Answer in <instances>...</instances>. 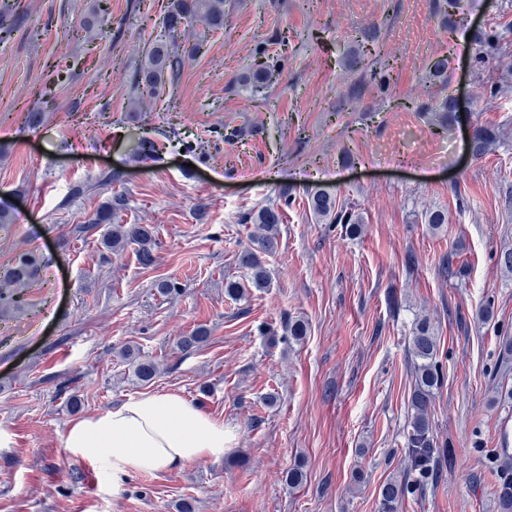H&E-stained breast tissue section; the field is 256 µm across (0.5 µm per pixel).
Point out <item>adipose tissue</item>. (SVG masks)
Listing matches in <instances>:
<instances>
[{"instance_id": "1", "label": "adipose tissue", "mask_w": 512, "mask_h": 512, "mask_svg": "<svg viewBox=\"0 0 512 512\" xmlns=\"http://www.w3.org/2000/svg\"><path fill=\"white\" fill-rule=\"evenodd\" d=\"M234 433L171 392L132 396L102 413L72 420L64 447L70 455L107 463L113 481L157 474L203 458H220Z\"/></svg>"}]
</instances>
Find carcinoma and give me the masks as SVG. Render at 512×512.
Segmentation results:
<instances>
[{
  "label": "carcinoma",
  "instance_id": "carcinoma-1",
  "mask_svg": "<svg viewBox=\"0 0 512 512\" xmlns=\"http://www.w3.org/2000/svg\"><path fill=\"white\" fill-rule=\"evenodd\" d=\"M112 15L111 0H91L83 16L79 30L84 38L92 41L99 35L100 23ZM25 22L21 0H0V41L8 40ZM164 33L146 41L144 57L139 66L128 79V91L131 97L140 98L148 95L158 100L169 86L178 83L186 59L202 52L203 42L187 49L177 41L178 32L185 27L200 26L207 32L224 29V0H167L162 17ZM471 44L477 51L476 61L486 67L494 56L507 44L499 42L494 35L475 29L470 37ZM371 50L361 48L355 54L353 63L369 69L370 80L381 85L390 83L392 67L390 63L377 64L368 62ZM281 64L270 56L268 44L261 41L252 51L251 63L245 74L240 77V88L255 97L270 86L276 78ZM56 85L69 84L76 76V65L59 61L53 65ZM493 135L480 127L473 130L471 151L475 158L483 157L491 143ZM129 198L125 192H115L83 224L74 227L73 232L85 236L101 224H112V218L124 211ZM309 209L314 216L325 224H347L356 228L361 224V217L355 212L337 205L333 194L325 190H316L308 196ZM244 224H257L262 233L253 240V247L239 255V264L251 271L252 283L257 288L269 286V275L263 265L261 255H270L278 248V225L281 214L274 206L261 207L242 217ZM104 247L116 253L126 249L130 244L138 246L137 258L144 267L155 262V239L150 229L141 224H113V228L102 235ZM37 259L24 254L16 259L0 285V308L19 307L23 296L18 287L31 279ZM208 341V331L197 328L189 335L181 337L178 347L183 352ZM438 336L429 325L422 323L416 328L411 339V354L414 357L415 384L411 394V418L407 425L406 445L413 467L427 475V465L435 454L437 442L431 430L430 411L434 401L435 390L441 383L442 368L437 361ZM120 357L131 362L134 375L141 381L153 379L159 372L158 365L151 359L139 358L130 347L121 350ZM412 486L403 479L392 478L379 489L382 512H395L397 504L405 497ZM497 512H512V455L503 453L496 470V482L493 485Z\"/></svg>",
  "mask_w": 512,
  "mask_h": 512
}]
</instances>
